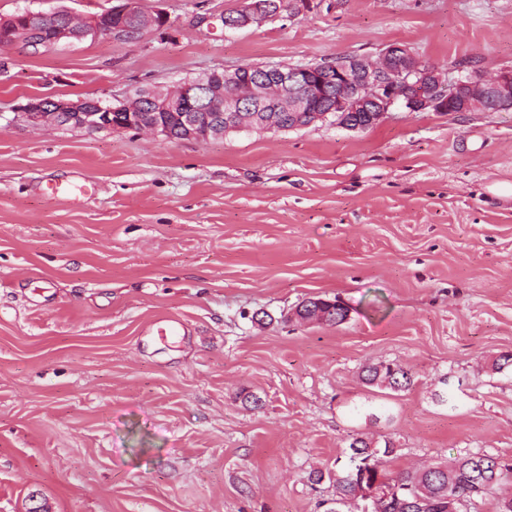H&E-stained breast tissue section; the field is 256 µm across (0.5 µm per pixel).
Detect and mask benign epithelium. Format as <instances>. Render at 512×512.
<instances>
[{"mask_svg": "<svg viewBox=\"0 0 512 512\" xmlns=\"http://www.w3.org/2000/svg\"><path fill=\"white\" fill-rule=\"evenodd\" d=\"M311 8V0H279L275 10L254 3L223 20L228 29L260 28L284 16H296ZM126 18L143 14L158 29L169 25L162 12H148L138 0H117L104 11ZM56 11H25L11 22L13 35L0 42L3 46L20 44L34 53L48 50L60 42L96 40L100 37L133 42L122 24L101 23L99 14L88 15L76 22L52 26V37L41 38V23L55 18ZM367 57L349 56L327 65H266L253 78L242 74L248 65L231 71L209 72L172 91L145 90L117 104L98 98L76 101L35 97L19 109L20 116L36 126L58 127L67 124L88 133L112 130L114 112L142 111L149 104L153 112L183 113L186 137L214 133L224 137L230 132L251 130L258 123L265 130L283 129L282 113H308V124L326 122L355 131L362 126L352 121L358 112L371 113L376 123L391 108L399 105L410 112H444L448 103L460 112H500L512 110V69L483 78L448 81V72L428 67L406 45L393 42L378 55L377 63L365 65ZM304 305L309 315L305 323H324L328 311L323 305Z\"/></svg>", "mask_w": 512, "mask_h": 512, "instance_id": "1", "label": "benign epithelium"}]
</instances>
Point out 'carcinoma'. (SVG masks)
Instances as JSON below:
<instances>
[{
    "label": "carcinoma",
    "instance_id": "1",
    "mask_svg": "<svg viewBox=\"0 0 512 512\" xmlns=\"http://www.w3.org/2000/svg\"><path fill=\"white\" fill-rule=\"evenodd\" d=\"M362 380L394 392L412 385L411 375L390 363L364 367ZM348 449V466L309 474L314 484L329 479L336 489V503L343 506L353 504L371 489L376 494L378 512H463L473 497L512 480V465L485 454L467 453L421 471L396 473L385 467L396 454L392 441H384L380 448L377 442L359 435Z\"/></svg>",
    "mask_w": 512,
    "mask_h": 512
}]
</instances>
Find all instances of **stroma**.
Wrapping results in <instances>:
<instances>
[{
	"instance_id": "1",
	"label": "stroma",
	"mask_w": 512,
	"mask_h": 512,
	"mask_svg": "<svg viewBox=\"0 0 512 512\" xmlns=\"http://www.w3.org/2000/svg\"><path fill=\"white\" fill-rule=\"evenodd\" d=\"M115 0H0V17ZM224 29L241 0H141L170 29L0 46V512H331L352 438L392 471L512 460V112L395 109L208 141L32 126L35 97L112 102L245 64L377 58L512 69V0H314ZM81 177L79 201L45 192ZM341 298V324L288 314ZM185 326L159 340L156 319ZM394 363L408 390L365 385Z\"/></svg>"
}]
</instances>
